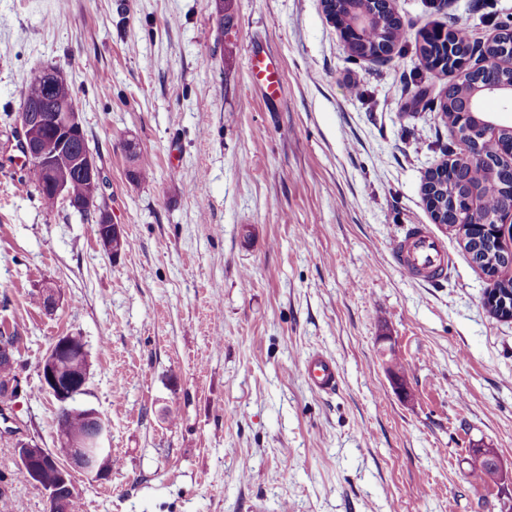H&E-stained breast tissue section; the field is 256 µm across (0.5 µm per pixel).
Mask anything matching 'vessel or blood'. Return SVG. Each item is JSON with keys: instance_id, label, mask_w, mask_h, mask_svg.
<instances>
[{"instance_id": "1", "label": "vessel or blood", "mask_w": 512, "mask_h": 512, "mask_svg": "<svg viewBox=\"0 0 512 512\" xmlns=\"http://www.w3.org/2000/svg\"><path fill=\"white\" fill-rule=\"evenodd\" d=\"M250 68L264 97L280 98L282 82L276 64L260 51H252ZM394 259L399 270L409 279L440 278L448 273V251L445 245L425 227L412 225L404 236L396 242ZM310 386L320 393H334L340 378L336 364L330 359L316 355L308 359L306 366Z\"/></svg>"}]
</instances>
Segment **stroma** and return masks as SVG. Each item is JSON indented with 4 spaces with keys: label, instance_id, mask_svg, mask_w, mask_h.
<instances>
[{
    "label": "stroma",
    "instance_id": "1",
    "mask_svg": "<svg viewBox=\"0 0 512 512\" xmlns=\"http://www.w3.org/2000/svg\"><path fill=\"white\" fill-rule=\"evenodd\" d=\"M213 5L0 0V143L31 71L62 70L127 241L110 257L79 214L41 207L22 162L0 165V323L22 337L18 395L0 398L9 512H49L16 444L57 446L40 366L67 334L89 362L74 403L112 452L108 477L72 471L82 512H512V320L426 208L449 77L418 59L426 30L489 37L512 0H396L383 61L353 56L322 0H234L229 38ZM253 46L280 65L277 104ZM128 139L150 180L129 178ZM413 224L447 247L444 281L396 266ZM317 351L334 395L307 381ZM476 448L502 469L481 485ZM310 386L320 393H334L340 385L336 364L330 359L315 355L308 359L306 366Z\"/></svg>",
    "mask_w": 512,
    "mask_h": 512
}]
</instances>
